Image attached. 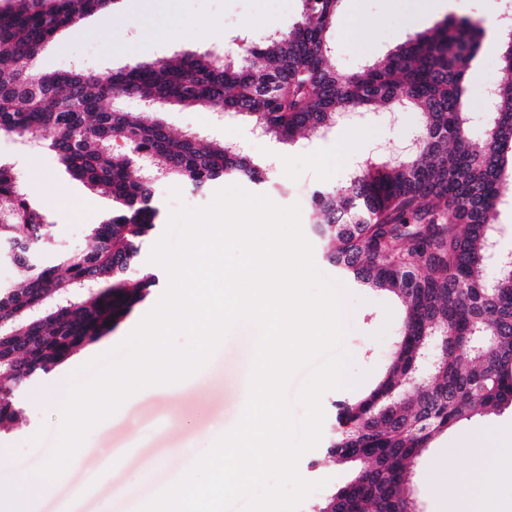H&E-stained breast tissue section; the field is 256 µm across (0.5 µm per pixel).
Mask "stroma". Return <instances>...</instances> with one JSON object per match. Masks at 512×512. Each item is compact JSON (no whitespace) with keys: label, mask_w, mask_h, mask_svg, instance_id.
I'll return each instance as SVG.
<instances>
[{"label":"stroma","mask_w":512,"mask_h":512,"mask_svg":"<svg viewBox=\"0 0 512 512\" xmlns=\"http://www.w3.org/2000/svg\"><path fill=\"white\" fill-rule=\"evenodd\" d=\"M443 9L430 0H339L336 23L329 39L335 47L333 64L350 70L384 57L409 37L434 30L448 19L477 18L493 30L506 11V0H443ZM301 0H159L142 9L138 0H114L107 14L84 17L77 28L57 33L38 54L41 72H63L81 64L97 71L116 70L133 57L164 61L186 52L234 53L241 41L263 43L272 32L290 31L299 21ZM140 46L139 55L129 46ZM503 63L498 42L485 38L467 69L468 135L481 147L489 113L484 92L498 84ZM124 111L158 115L175 134H200L241 146L268 173L266 185L245 183L246 191L264 195L280 206L299 204L302 229H310L313 196L344 186L364 157L392 158L403 144L420 134L424 118L406 110L391 122L385 109L367 111L363 120L338 123L283 145L269 137L254 136L243 117L227 123L200 106L181 107L125 98ZM0 161L12 164L28 198L47 216L54 241L42 255L55 263L62 252L84 250L90 228L116 208L111 195L90 190L73 179L41 142L32 143L0 133ZM313 258L333 277L342 307L344 333L339 350L347 358L345 385L332 390L333 398H360L382 378L402 329V309L386 291L363 288L337 276L321 244ZM137 308L114 332L99 343L74 354L52 378L30 387L24 395L27 418L23 424L0 431V485L25 479L36 482L37 470L49 459L61 421L58 410L74 372L91 359L119 345L148 313ZM256 332L241 323L225 338L210 361L188 379L151 386L130 397L111 417L95 427L63 475L29 503L30 512H58L63 501L75 503L74 512H139L140 508L178 480L184 470L240 419L248 397ZM485 432L490 448L485 465L490 485L486 490L492 512H512V472L506 464L512 450V406L464 420L439 435L419 459L413 477V498L418 512H448L447 497L434 481L437 469L462 470L465 458L449 455L455 441ZM118 454L107 465L109 454ZM313 452L299 460L300 475L309 481L325 480L320 491L302 503L300 512H316L351 476L348 466L311 468Z\"/></svg>","instance_id":"1"}]
</instances>
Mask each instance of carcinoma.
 <instances>
[{
	"label": "carcinoma",
	"mask_w": 512,
	"mask_h": 512,
	"mask_svg": "<svg viewBox=\"0 0 512 512\" xmlns=\"http://www.w3.org/2000/svg\"><path fill=\"white\" fill-rule=\"evenodd\" d=\"M0 9V132L47 134L75 179L103 188L121 208L93 225L92 246L45 264L51 224L0 162V245L28 273L0 290V428L26 419L19 389L56 373L78 350L113 332L144 304L158 274L141 265L162 209L137 157L203 192L226 177L266 182L251 157L229 145L173 135L158 119L109 106L136 97L203 105L246 117L282 144L336 123V113L404 103L425 116L417 156L366 164L350 182L314 196L312 233L326 259L355 283L394 294L403 335L383 379L365 397L335 400L337 431L315 466L345 464L351 479L318 512H410L419 457L436 436L475 415L512 405V276L485 290V252L512 180V40L502 34L503 77L482 150L472 149L465 74L483 29L470 19L417 33L384 58L347 73L328 62L337 0H301V19L234 61L186 53L174 62L135 60L119 70L46 74L33 61L55 34L110 0H18ZM137 274L130 284V274ZM485 327L496 342L465 351ZM448 336L430 381L406 384L432 330Z\"/></svg>",
	"instance_id": "obj_1"
}]
</instances>
